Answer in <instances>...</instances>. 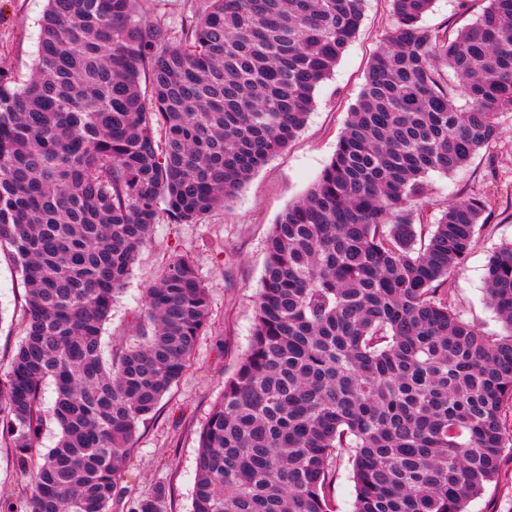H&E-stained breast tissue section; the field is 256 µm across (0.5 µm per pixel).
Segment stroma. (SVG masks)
Instances as JSON below:
<instances>
[{"mask_svg":"<svg viewBox=\"0 0 512 512\" xmlns=\"http://www.w3.org/2000/svg\"><path fill=\"white\" fill-rule=\"evenodd\" d=\"M204 0H136L139 19L168 28L184 39ZM486 0H434L425 26L455 31L473 22ZM47 0H0V69L28 77L35 68L40 22ZM392 25L388 0H366L359 33L316 91L307 122L288 147L257 170L233 199L191 224L160 218L149 243L112 305L105 346L120 349L136 336L144 311V290L173 259H189L206 289L211 320L199 336L187 371L141 421L125 469L117 477L119 501L112 512H127L131 499L164 490L162 512H191L198 434L244 356L254 323L256 294L266 240L279 215L302 200L330 162L340 131L365 82L369 60ZM482 196L490 217L477 229L476 243L453 274L449 299L460 317L485 334L501 325L487 303L490 256L512 241V112L502 114L500 135L454 174L429 173L427 194L417 213L434 223L460 197ZM25 288L6 253L0 252V373L24 337ZM32 477L20 470L6 430L0 429V502H21ZM469 512H512V447L504 452L497 478L471 501Z\"/></svg>","mask_w":512,"mask_h":512,"instance_id":"stroma-1","label":"stroma"}]
</instances>
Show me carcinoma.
Returning <instances> with one entry per match:
<instances>
[{
    "instance_id": "obj_1",
    "label": "carcinoma",
    "mask_w": 512,
    "mask_h": 512,
    "mask_svg": "<svg viewBox=\"0 0 512 512\" xmlns=\"http://www.w3.org/2000/svg\"><path fill=\"white\" fill-rule=\"evenodd\" d=\"M389 2L331 162L272 226L249 348L200 431L191 512H334L344 459L352 512H468L512 447V243L487 266L493 337L447 291L487 202L415 224L428 173L466 167L512 112V0L452 38L423 24L433 0ZM135 3L48 0L33 75L0 70V250L26 290L0 424L24 471L48 381L60 427L25 510L0 512H109L138 423L210 314L174 259L146 288L135 342L107 358L113 300L160 214L197 221L288 146L364 0H205L178 44Z\"/></svg>"
}]
</instances>
